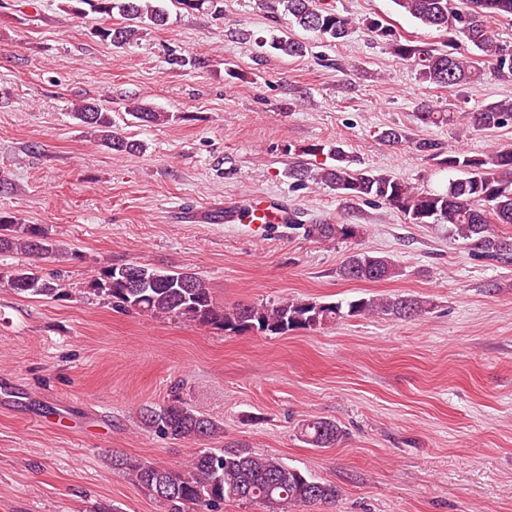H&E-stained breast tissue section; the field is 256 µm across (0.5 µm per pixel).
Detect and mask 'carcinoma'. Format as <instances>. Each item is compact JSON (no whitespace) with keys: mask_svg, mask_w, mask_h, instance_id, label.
Returning <instances> with one entry per match:
<instances>
[{"mask_svg":"<svg viewBox=\"0 0 512 512\" xmlns=\"http://www.w3.org/2000/svg\"><path fill=\"white\" fill-rule=\"evenodd\" d=\"M421 25L444 32L446 48L435 49L397 36L373 20L368 29L391 45L395 55L418 68L419 79L435 87L457 88L479 79L476 59L458 51L457 38L465 39L470 50L495 60L496 69L512 74V50L497 44L492 26L499 18L512 19V0H468L464 10L449 7V0H394ZM291 23L332 42L346 38L351 21L318 0H282ZM69 10L79 16L90 13L106 17L116 12L125 20L122 27L98 30L103 41L121 47L138 38L145 26L167 24L166 10L157 0H68ZM268 45L288 57H303L308 45L288 33L270 36ZM136 119L149 125L170 120L143 104L128 107ZM78 120L94 139L116 152L136 153L142 145L112 132L111 113L95 103L73 108ZM470 122L479 130H495L512 124V100L482 106L471 113ZM413 149L437 161L456 178L448 179L443 190H421L385 173L355 169L356 160L339 145H313L310 154L327 153L333 163L316 168L289 170L295 186L322 184L343 200H374L403 214L413 224H446L448 234L463 241L472 256L503 266H512V237L496 234L493 224H512V151L471 154L444 149L430 139L413 143ZM304 234L323 241L348 242L363 234L361 224H309ZM69 253L47 240L44 230L34 224H17L0 217V254ZM400 275V267L387 256L356 253L339 268L345 280L382 282ZM16 293L63 300L75 294L101 298L120 310H134L156 317L181 320L220 330L226 335L286 336L296 330H313L340 319L382 315L406 320L428 313L429 302L413 295L358 296L337 302L309 298H285L277 302L238 304L232 307L215 301L197 274L164 271L142 263L106 266L84 288L72 289L55 277H45L20 265L8 277ZM141 422L160 436L172 439H214L224 433L218 421L194 409L180 394L171 395L158 407L140 410ZM299 436L313 448H331L344 437L334 420L306 419ZM115 468L146 490L164 506L165 512H218L226 500L258 503L265 512H288L296 506L336 502V485L317 480L311 474L288 466L274 455L226 453L222 448L199 450L181 468H170L120 457Z\"/></svg>","mask_w":512,"mask_h":512,"instance_id":"1","label":"carcinoma"}]
</instances>
